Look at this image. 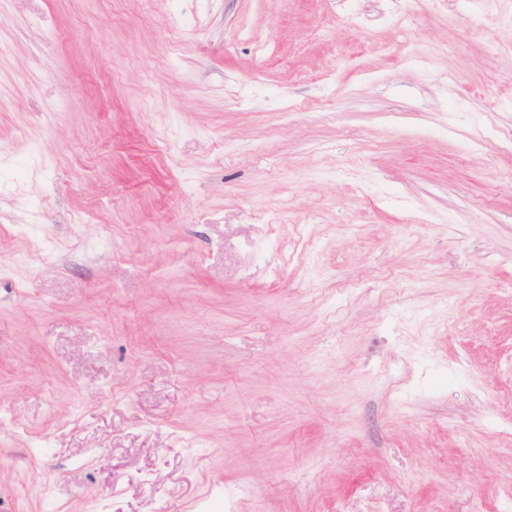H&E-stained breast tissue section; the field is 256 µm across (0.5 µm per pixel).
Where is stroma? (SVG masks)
Instances as JSON below:
<instances>
[{
    "label": "stroma",
    "mask_w": 512,
    "mask_h": 512,
    "mask_svg": "<svg viewBox=\"0 0 512 512\" xmlns=\"http://www.w3.org/2000/svg\"><path fill=\"white\" fill-rule=\"evenodd\" d=\"M0 41V512H512V0Z\"/></svg>",
    "instance_id": "1"
}]
</instances>
